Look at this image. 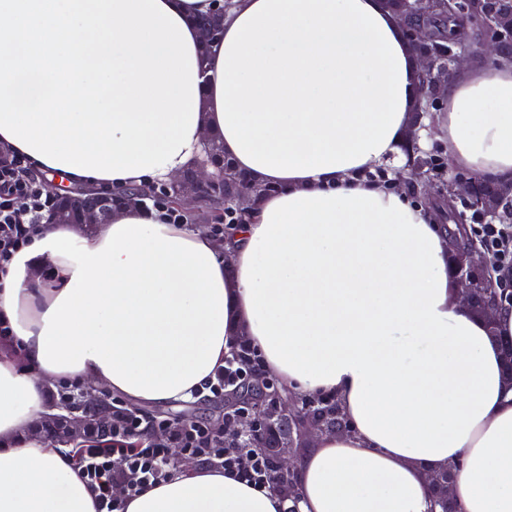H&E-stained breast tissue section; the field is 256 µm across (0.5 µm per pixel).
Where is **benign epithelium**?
<instances>
[{
	"label": "benign epithelium",
	"mask_w": 512,
	"mask_h": 512,
	"mask_svg": "<svg viewBox=\"0 0 512 512\" xmlns=\"http://www.w3.org/2000/svg\"><path fill=\"white\" fill-rule=\"evenodd\" d=\"M443 0H395L392 11L400 21L405 35L414 45L420 61L419 74L422 76L421 97L431 103L443 94L448 80L471 60V53L460 50L450 55V63L442 65L438 59L422 49L429 36L426 28L411 23L413 19L433 18ZM482 31L488 34L483 45L485 56L491 59L512 57V12L490 11L480 21ZM210 157H205L196 167L173 177L169 185L174 188L173 205L182 211H191L214 201L218 207L212 219L223 220L224 209H229L236 222L242 223L248 217L247 202L252 190L249 183H238V189L227 190L228 179L223 171H209ZM448 201L464 199L471 209L495 216L501 212L512 213V182L505 183L491 176L470 175L456 177L448 182ZM55 196L60 204L46 219L48 224H102L112 219L116 208L134 204L145 205V200L136 201L129 196L108 188L79 186ZM456 247L455 279L461 287L465 303L478 308L488 319H493L500 307L512 305L508 285L502 280L494 282L483 293H477L478 280L491 273L493 261L475 242L466 237L452 238ZM251 387L263 394L265 404L256 407L244 401L238 389L224 391V418L211 424V430L235 445L244 442L253 447H265L271 455L274 478L285 484H297L294 459L297 449L288 444V439L297 436L299 445L306 446L318 433L327 430L326 423L309 416L300 408V398L281 389H267V382L253 369L250 372ZM67 414L52 419V422H66L67 430L62 441L81 448L86 444L79 418L81 414L94 410L102 421L112 417V410L105 394L95 389L85 392L84 399L76 404L65 400Z\"/></svg>",
	"instance_id": "7a95c632"
}]
</instances>
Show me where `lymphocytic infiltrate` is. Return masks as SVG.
<instances>
[{"mask_svg":"<svg viewBox=\"0 0 512 512\" xmlns=\"http://www.w3.org/2000/svg\"><path fill=\"white\" fill-rule=\"evenodd\" d=\"M54 194L28 173L26 161L15 154L0 161V263L25 243L35 227L47 217ZM473 233L498 265L503 278L512 280V225L476 223ZM190 456L216 463L255 485H269L271 467L262 454L241 448L224 447L201 424L184 426L170 434ZM82 474L95 491L101 512H114V486H123L128 494L164 480L170 470L168 450L152 444L140 448L106 445L77 449Z\"/></svg>","mask_w":512,"mask_h":512,"instance_id":"obj_1","label":"lymphocytic infiltrate"}]
</instances>
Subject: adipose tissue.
<instances>
[{
    "instance_id": "1",
    "label": "adipose tissue",
    "mask_w": 512,
    "mask_h": 512,
    "mask_svg": "<svg viewBox=\"0 0 512 512\" xmlns=\"http://www.w3.org/2000/svg\"><path fill=\"white\" fill-rule=\"evenodd\" d=\"M206 52L191 145L166 168L105 180L30 159L35 179L115 190L169 182L219 135L266 186L222 244L162 209L107 224H39L0 269V512H98L72 453L39 425L51 390L103 386L136 405L190 399L231 350L263 376L328 397L347 428L296 459V503L221 467H175L115 492L116 512H431L454 469L461 512H512V309L475 315L435 210L371 175L412 139L446 137L453 165L512 180V61L455 76L417 117V61L383 0H162Z\"/></svg>"
}]
</instances>
